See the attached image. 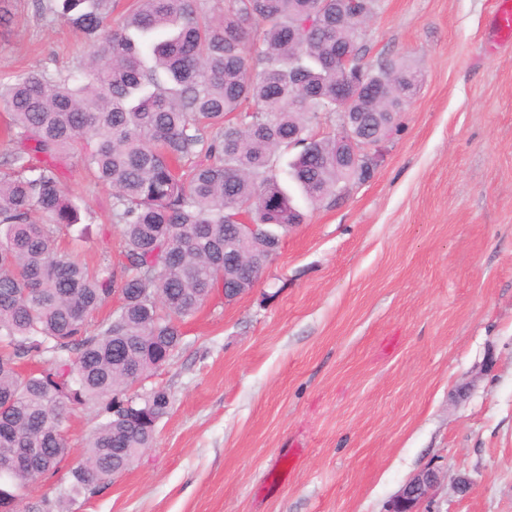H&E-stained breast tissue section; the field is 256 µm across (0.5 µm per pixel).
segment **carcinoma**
<instances>
[{
  "label": "carcinoma",
  "mask_w": 512,
  "mask_h": 512,
  "mask_svg": "<svg viewBox=\"0 0 512 512\" xmlns=\"http://www.w3.org/2000/svg\"><path fill=\"white\" fill-rule=\"evenodd\" d=\"M348 17L336 21V6ZM88 43L82 78L29 69L0 82L14 149L0 172V498L13 509L38 475L13 464L22 448L65 460L61 433L74 410L94 406L103 422L84 445L71 481L29 512H64L66 502L103 487L154 444L171 407L164 387L133 388L168 366L184 344L185 318L218 288L258 278L271 260L249 251L246 272L224 259L234 217L250 224H300L278 177L282 152L297 136L344 108L376 112L380 91L400 119L421 81L406 58L365 70L369 86L349 101L352 75L334 67L348 45L361 61L367 17L345 0H132L112 18L114 0H47ZM76 155L112 187V223L124 262L89 267L58 248L80 223L63 181ZM288 179L314 202L356 182L336 166V138L301 148ZM122 289L105 321L96 312ZM37 359L29 373L22 365Z\"/></svg>",
  "instance_id": "cac0c4a2"
}]
</instances>
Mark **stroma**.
I'll use <instances>...</instances> for the list:
<instances>
[{
  "mask_svg": "<svg viewBox=\"0 0 512 512\" xmlns=\"http://www.w3.org/2000/svg\"><path fill=\"white\" fill-rule=\"evenodd\" d=\"M38 2L5 0L0 78L81 64ZM494 10L381 0L364 65L422 70L382 162L341 200L294 193L303 221L255 286L215 292L146 379L173 399L153 447L68 512H385L426 468L430 512H512V45L491 41ZM63 175L88 221L62 248L119 264L111 188ZM100 421L68 417L71 452L27 504L67 485Z\"/></svg>",
  "mask_w": 512,
  "mask_h": 512,
  "instance_id": "35a3bbf8",
  "label": "stroma"
}]
</instances>
